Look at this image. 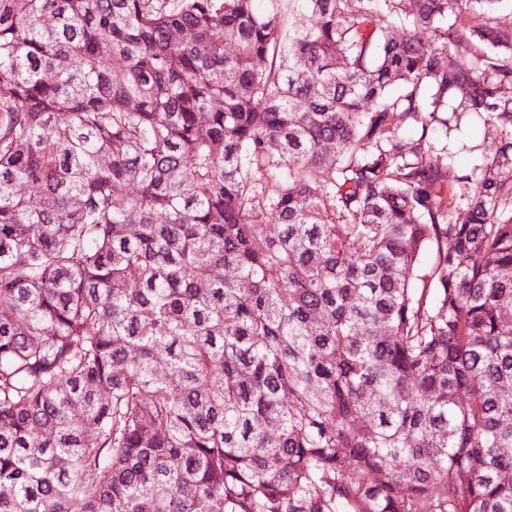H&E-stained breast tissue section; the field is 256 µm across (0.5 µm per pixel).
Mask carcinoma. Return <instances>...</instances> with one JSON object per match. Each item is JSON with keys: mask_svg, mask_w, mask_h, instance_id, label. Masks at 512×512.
Returning <instances> with one entry per match:
<instances>
[{"mask_svg": "<svg viewBox=\"0 0 512 512\" xmlns=\"http://www.w3.org/2000/svg\"><path fill=\"white\" fill-rule=\"evenodd\" d=\"M254 2L0 0V512H512L502 0ZM450 53L455 56L458 60L464 62H470L475 59V52L478 54H484L485 56H493L494 52L490 48H476L468 39L467 36L461 35L458 37L453 45L449 47ZM480 158L474 155H461L454 161H448V159L442 154L439 159V165L443 168L446 178L445 183L448 187H451L454 192L458 195L461 190L462 183H459L458 179L460 176L465 174L471 166L479 163Z\"/></svg>", "mask_w": 512, "mask_h": 512, "instance_id": "obj_1", "label": "carcinoma"}]
</instances>
